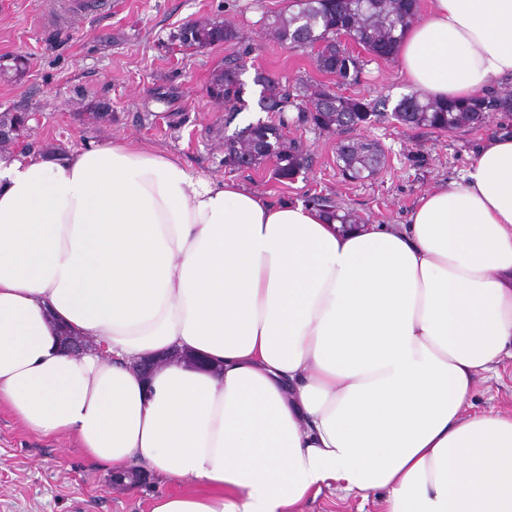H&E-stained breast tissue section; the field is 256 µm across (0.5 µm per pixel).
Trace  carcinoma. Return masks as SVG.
Listing matches in <instances>:
<instances>
[{
	"label": "carcinoma",
	"instance_id": "1",
	"mask_svg": "<svg viewBox=\"0 0 512 512\" xmlns=\"http://www.w3.org/2000/svg\"><path fill=\"white\" fill-rule=\"evenodd\" d=\"M418 0H289L288 15L273 17L269 27L275 39L286 46L319 47L327 52L323 73L336 79L339 85H351L359 80L364 60L342 45L345 37L366 53L386 59L394 55L405 30L416 21ZM242 35L219 19L180 27L171 35L172 44L182 48H205L224 43L240 42ZM254 83L270 92L261 97L264 107L272 112L293 108L299 119L310 121L314 127L327 131H343L378 120V103L361 98L329 94V86H305L303 100H291L286 90H277L274 80L261 74ZM211 85L224 98V111L242 109L244 82L240 78L237 59L224 60L223 69L213 76ZM491 112L512 115V92L489 91L481 97L461 101H437L417 98L415 105L405 111H394L391 118L411 129L455 130L479 127ZM263 139V148L254 156L251 166L265 161L273 163L277 179L293 180L306 168L307 153L300 142H285L276 128L249 125L237 133V140L225 147L224 163L237 169L239 150ZM342 162V174L350 180L362 181L373 176L382 162L378 143L353 141L337 149Z\"/></svg>",
	"mask_w": 512,
	"mask_h": 512
}]
</instances>
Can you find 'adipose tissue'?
<instances>
[{
	"instance_id": "1",
	"label": "adipose tissue",
	"mask_w": 512,
	"mask_h": 512,
	"mask_svg": "<svg viewBox=\"0 0 512 512\" xmlns=\"http://www.w3.org/2000/svg\"><path fill=\"white\" fill-rule=\"evenodd\" d=\"M395 56L427 99L512 77V0H430ZM94 336L74 355L62 333ZM158 365L144 377L137 361ZM512 138L403 224H341L108 140L0 161V407L186 492L151 512H512ZM495 406L501 409H512V366L506 368L502 373V379L494 381H479L475 386L472 406L468 407L469 412H480ZM334 496L329 491L323 492L318 498L307 504L305 512H375L376 507L373 504L363 503L359 498L349 497L342 501H337L336 506L332 500Z\"/></svg>"
}]
</instances>
